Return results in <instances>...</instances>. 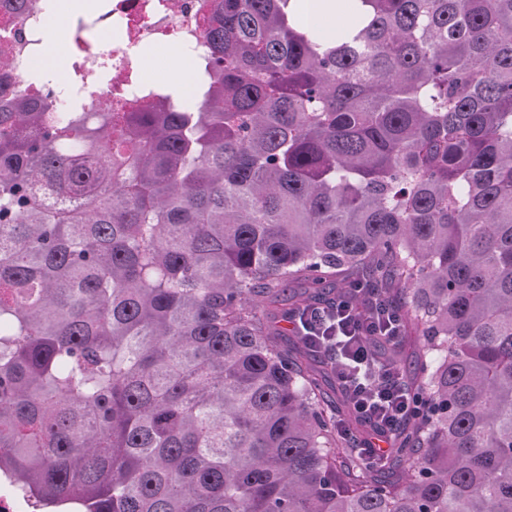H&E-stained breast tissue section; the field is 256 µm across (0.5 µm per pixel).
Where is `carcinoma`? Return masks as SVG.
<instances>
[{
	"mask_svg": "<svg viewBox=\"0 0 512 512\" xmlns=\"http://www.w3.org/2000/svg\"><path fill=\"white\" fill-rule=\"evenodd\" d=\"M214 0L198 104L0 94V468L50 512H512V0ZM360 272L428 402L384 465L279 323ZM289 6L294 21L314 32L332 31L349 24L354 6L364 14L361 0H290Z\"/></svg>",
	"mask_w": 512,
	"mask_h": 512,
	"instance_id": "1",
	"label": "carcinoma"
}]
</instances>
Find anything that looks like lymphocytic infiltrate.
<instances>
[{"label":"lymphocytic infiltrate","mask_w":512,"mask_h":512,"mask_svg":"<svg viewBox=\"0 0 512 512\" xmlns=\"http://www.w3.org/2000/svg\"><path fill=\"white\" fill-rule=\"evenodd\" d=\"M297 327L313 352L330 358L355 414L369 424L374 438L388 440L418 414L419 400L384 360L386 341L395 339L401 327L393 307L383 303L374 309L340 297L308 306Z\"/></svg>","instance_id":"lymphocytic-infiltrate-1"}]
</instances>
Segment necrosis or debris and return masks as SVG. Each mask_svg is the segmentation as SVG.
I'll return each instance as SVG.
<instances>
[{
    "mask_svg": "<svg viewBox=\"0 0 512 512\" xmlns=\"http://www.w3.org/2000/svg\"><path fill=\"white\" fill-rule=\"evenodd\" d=\"M201 0H112L111 13L97 22V31L110 33L101 41L93 34L73 31L72 74L54 84V93L63 108H71L74 83L78 76L94 68L99 57H111L112 82L95 86L96 99H108L112 109L124 112L135 104L152 102L156 84L142 76V53L146 48L164 45L179 57L202 59L209 46L204 36ZM47 38L42 6L18 14L0 2V45L8 61L4 73L10 89L17 95L38 91L29 79L33 61L40 56Z\"/></svg>",
    "mask_w": 512,
    "mask_h": 512,
    "instance_id": "1",
    "label": "necrosis or debris"
}]
</instances>
